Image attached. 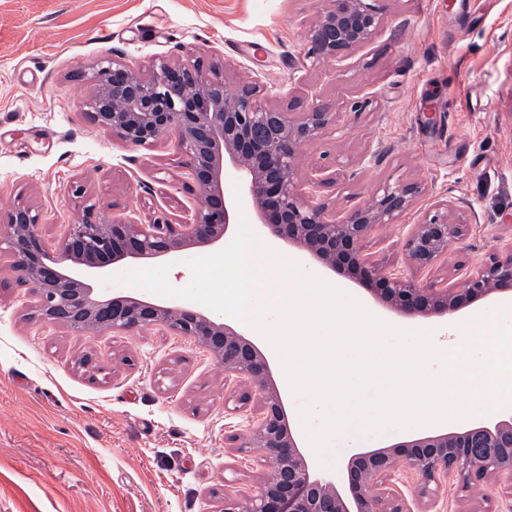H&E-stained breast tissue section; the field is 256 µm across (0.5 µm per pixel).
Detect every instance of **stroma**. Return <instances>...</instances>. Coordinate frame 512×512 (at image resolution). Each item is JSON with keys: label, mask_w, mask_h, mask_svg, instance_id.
<instances>
[{"label": "stroma", "mask_w": 512, "mask_h": 512, "mask_svg": "<svg viewBox=\"0 0 512 512\" xmlns=\"http://www.w3.org/2000/svg\"><path fill=\"white\" fill-rule=\"evenodd\" d=\"M317 0H0V213L37 208L57 241L86 207L165 214L191 222L196 204L180 184L182 156L170 139L134 150L87 117L104 58L148 68L159 56L229 61L225 79L259 82L263 101L301 112L313 100L345 113L342 131L310 144L299 171L331 161L350 173L329 200L349 206L379 183L424 181L466 202L470 234L440 276L476 262L495 238L512 237V0H385L380 33L334 67L300 63ZM383 151L373 163L374 151ZM238 213L260 244L358 299L405 329L493 335L480 300L454 315L406 317L351 277L326 271L296 247L269 237L246 199ZM33 299L11 277L0 249V512H216L227 492L253 489L270 464L232 446L246 414L228 398L241 384L201 344L170 332H78L40 322ZM253 339L301 432L298 402L285 392L270 339ZM96 354L109 375L90 381L77 359ZM392 429L350 433L313 473L342 484L361 450L405 440Z\"/></svg>", "instance_id": "1"}]
</instances>
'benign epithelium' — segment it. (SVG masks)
I'll return each instance as SVG.
<instances>
[{
	"label": "benign epithelium",
	"instance_id": "1",
	"mask_svg": "<svg viewBox=\"0 0 512 512\" xmlns=\"http://www.w3.org/2000/svg\"><path fill=\"white\" fill-rule=\"evenodd\" d=\"M379 2L319 0L305 58L332 67L370 43L382 25ZM225 68L216 59L156 58L144 75L121 61L100 62L90 120L132 149L174 138L183 155L180 183L198 204L186 224L164 217L142 224L130 215L95 216L90 208L55 245L44 237L34 207L19 203L0 214L8 228L0 243L11 258L15 284L35 299V315L77 331L158 328L185 336L224 363V372L244 379L241 400L256 402L245 444L260 449L273 468L255 492L224 493L218 512H412L398 484L401 464L417 479V512H432L437 487L453 476L467 489L496 483L501 498L511 499L512 417L494 414L459 431L360 452L346 465L341 492L311 474L283 401L269 383L268 363L242 333L189 305L106 295L86 282V273L105 274L118 261H173L189 246L224 244L237 223L232 179L273 237L333 273L357 276L398 314L448 316L479 299L512 296V241L493 246L474 266L456 268L453 277L433 278L432 271L469 236L463 202L414 181L385 183L347 208L330 206L322 193L336 186L339 169L316 166L300 179L297 164L304 148L338 128L345 114L318 100L305 112H281L261 101V86L253 80L228 86ZM413 210L416 221L398 238L404 269L397 270L367 243Z\"/></svg>",
	"mask_w": 512,
	"mask_h": 512
}]
</instances>
